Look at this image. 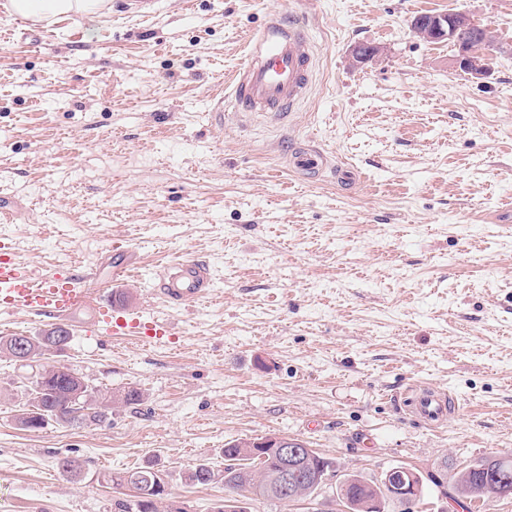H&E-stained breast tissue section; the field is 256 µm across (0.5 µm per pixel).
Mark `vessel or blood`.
<instances>
[{"mask_svg": "<svg viewBox=\"0 0 512 512\" xmlns=\"http://www.w3.org/2000/svg\"><path fill=\"white\" fill-rule=\"evenodd\" d=\"M247 63L232 78L230 96L240 112H283L305 95L312 78L313 46L302 27L282 17H271L253 38ZM112 279L119 282L134 274L136 266L128 248L111 247ZM96 273L44 274L21 264L14 254L0 255V312L25 313L65 323L78 310L91 309L98 335L140 336L153 342L173 335L174 326L142 310L107 299L93 301L88 284ZM214 275L206 262L191 258L166 265L157 274L153 292L168 302L188 307L210 297ZM406 405L412 418L429 429L446 425L452 404L446 393L433 387L408 389Z\"/></svg>", "mask_w": 512, "mask_h": 512, "instance_id": "1", "label": "vessel or blood"}]
</instances>
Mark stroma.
I'll use <instances>...</instances> for the list:
<instances>
[{"label":"stroma","mask_w":512,"mask_h":512,"mask_svg":"<svg viewBox=\"0 0 512 512\" xmlns=\"http://www.w3.org/2000/svg\"><path fill=\"white\" fill-rule=\"evenodd\" d=\"M275 13L314 46L304 99L277 117L220 108ZM424 13L489 28L491 72L415 37ZM15 28L0 9V243L46 272L98 269L96 296L112 290L105 248L131 247L124 302L177 333L143 347L74 315L50 363L141 394L102 426H20L26 371L0 354V512H122L132 493L103 474L150 462L187 512H211L223 485L184 475L223 469L239 438L299 439L367 478L512 453V0H158L147 15L105 0L92 19L29 23L35 42ZM358 45L383 53L358 65ZM304 149L326 165L295 168ZM183 258L217 274L188 308L152 293ZM414 383L453 395L447 427L409 419ZM460 496L429 483L387 510L484 512Z\"/></svg>","instance_id":"1"}]
</instances>
